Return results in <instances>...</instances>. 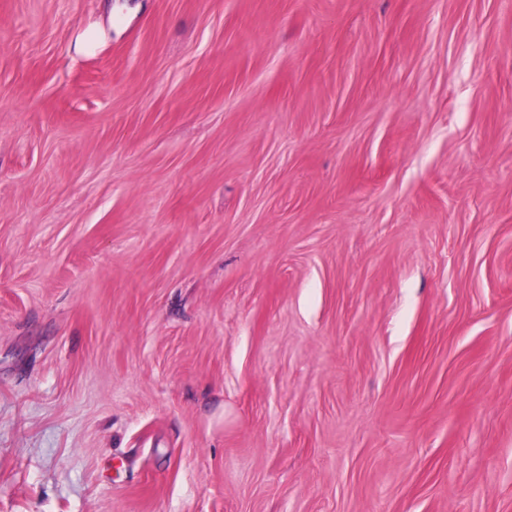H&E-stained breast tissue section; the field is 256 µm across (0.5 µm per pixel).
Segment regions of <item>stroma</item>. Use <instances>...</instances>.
<instances>
[{
  "label": "stroma",
  "mask_w": 512,
  "mask_h": 512,
  "mask_svg": "<svg viewBox=\"0 0 512 512\" xmlns=\"http://www.w3.org/2000/svg\"><path fill=\"white\" fill-rule=\"evenodd\" d=\"M0 512H512V0H0Z\"/></svg>",
  "instance_id": "stroma-1"
}]
</instances>
